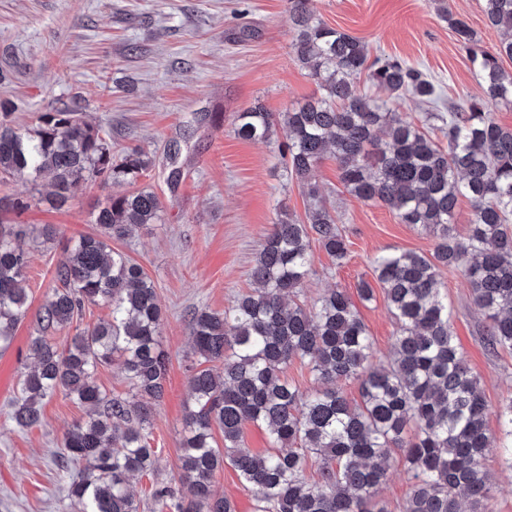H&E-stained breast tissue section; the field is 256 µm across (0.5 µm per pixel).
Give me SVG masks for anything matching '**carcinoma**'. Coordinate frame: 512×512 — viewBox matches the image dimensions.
<instances>
[{
  "mask_svg": "<svg viewBox=\"0 0 512 512\" xmlns=\"http://www.w3.org/2000/svg\"><path fill=\"white\" fill-rule=\"evenodd\" d=\"M290 12L294 56L319 96L277 115L249 107L237 113L235 133L265 140L282 122L289 132L286 168L310 196L317 193L318 163L329 153L351 195L386 206L400 223L429 230L438 242L429 256L400 251L374 258L397 323L390 361L375 365L372 338L342 289L311 308L300 300L312 267L309 232L337 263L347 258L336 217L319 200L304 220L280 215L251 269L252 288L222 313H191L193 355L216 368L189 378L178 473L188 494L156 483L151 512H234L214 488L226 462L254 492L255 512H389L376 495L395 453L403 455L411 480L400 512H461L462 497L470 512H495L485 461L494 450L512 456V446L486 428L480 381L454 342L439 271H464L485 319L484 344L512 349V128L491 113L494 105L512 104V73L501 66L502 56L512 58V0H483L486 22L507 35L494 53L481 47L464 19L448 16L483 92L446 116L430 113L438 127L396 112L407 94L430 104L439 99L427 74L391 56L369 58L357 38L317 20L309 0H290ZM364 71L379 94L358 92L355 78ZM435 129L447 144L433 137ZM150 164L137 148L112 156L108 134L73 110L45 112L32 127L0 122V178L48 177L60 205L82 180L132 183ZM462 197L473 206L464 237L452 224ZM159 219L152 193L116 195L95 215L97 232L65 247L56 287L36 317L34 366L9 412L14 428L24 431L42 424L44 404L59 393L85 409L55 458L78 512H140L131 482L155 467L147 428L168 370L161 309L144 268L112 241ZM29 236L45 244L55 232L0 225V351L11 346L28 310L31 253L21 240ZM100 302L111 308V319L76 333L62 349L46 336ZM295 359L308 365L316 387L304 391L288 381L285 370ZM105 365L118 366L129 394L98 384ZM342 380L359 384L360 404L338 388ZM249 423L267 430L266 451L244 446ZM312 460L318 462L314 481L306 478Z\"/></svg>",
  "mask_w": 512,
  "mask_h": 512,
  "instance_id": "carcinoma-1",
  "label": "carcinoma"
}]
</instances>
